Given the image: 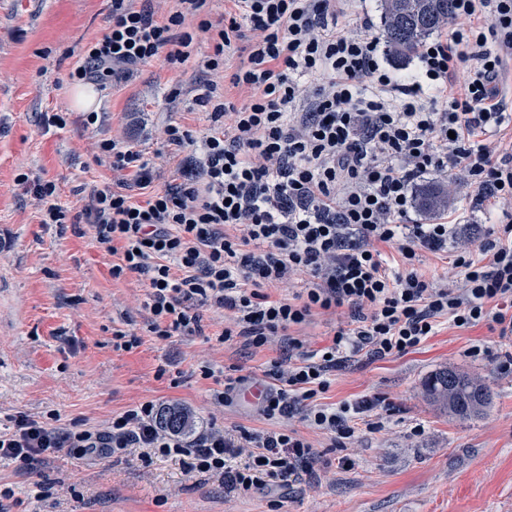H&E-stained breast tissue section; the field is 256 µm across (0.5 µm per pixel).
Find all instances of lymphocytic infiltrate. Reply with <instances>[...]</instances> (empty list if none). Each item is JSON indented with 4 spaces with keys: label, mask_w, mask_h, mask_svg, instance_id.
<instances>
[{
    "label": "lymphocytic infiltrate",
    "mask_w": 512,
    "mask_h": 512,
    "mask_svg": "<svg viewBox=\"0 0 512 512\" xmlns=\"http://www.w3.org/2000/svg\"><path fill=\"white\" fill-rule=\"evenodd\" d=\"M157 20L150 5L112 0L109 26L85 49L72 80L106 85L130 67L158 58L192 60L195 33L212 51L196 60L210 80L194 102L209 112L211 133L196 138L170 123L165 143L182 153L180 183L157 191L151 161L112 138L99 164L112 185L93 188L82 209L96 242L115 255L113 279L144 278L148 332L161 339L200 330L195 304L230 314L219 342L242 339L261 349L278 340L287 359L271 361L264 419L302 415L333 447L383 421L369 399L317 404L331 377L359 353L405 355L434 334L439 320L487 325L512 335V152L502 149L507 121L499 80L512 59V0H453L444 34L424 41L418 71L394 78L382 65L379 37L348 29L354 0H229L212 15L208 0H178ZM239 53L230 101L213 76ZM464 84H456L460 71ZM462 171L479 200L506 207L481 240L457 224H410L415 182L433 172ZM396 252L394 261L383 248ZM451 251L453 280L426 278L422 252ZM303 279L302 291L280 288ZM345 310L329 345L305 354L299 330L315 316ZM146 401L102 430H72L29 415L0 432V459L28 466L61 448L107 456L146 448L181 457L189 471L217 474L242 492L264 477L294 474L316 459L297 430H246L241 443L214 429L194 439L158 427ZM248 452L241 468L229 458Z\"/></svg>",
    "instance_id": "1"
}]
</instances>
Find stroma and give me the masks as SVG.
<instances>
[{
	"label": "stroma",
	"instance_id": "1",
	"mask_svg": "<svg viewBox=\"0 0 512 512\" xmlns=\"http://www.w3.org/2000/svg\"><path fill=\"white\" fill-rule=\"evenodd\" d=\"M111 9V0H0V429L11 430L21 414L50 413L65 428H101L145 401L182 409L195 436L214 426L232 438L268 428L257 405L241 398L215 405L214 383L199 365L210 362L249 387L281 357L279 345L255 351L218 343L224 320L208 305L198 310L201 333L149 336L141 278H112V255L80 215L90 189L112 182L95 160L97 140L124 136L153 160V187L161 190L182 180L162 125L176 121L199 135L210 126L191 98L168 99L171 87L193 84L198 73L157 60L98 91V121L83 124L69 74L106 31ZM56 114L65 127L52 123ZM21 174L56 184L64 223H42L33 192L17 182ZM428 179L452 183L465 224L486 230L490 205L476 200L459 171ZM116 330L138 334V346L113 348ZM510 354L512 337L443 322L403 356H355L319 401L375 400L383 429L356 424L346 447L335 448L293 417L290 427L318 453L313 469L247 494L222 477L188 472L175 456L133 448L88 459L63 448L24 468L0 461V488L14 491L0 512H512V371L499 369ZM443 367L488 386L481 415L460 420L427 401L424 384Z\"/></svg>",
	"mask_w": 512,
	"mask_h": 512
}]
</instances>
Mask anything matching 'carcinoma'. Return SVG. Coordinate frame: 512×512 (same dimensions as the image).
<instances>
[{"mask_svg": "<svg viewBox=\"0 0 512 512\" xmlns=\"http://www.w3.org/2000/svg\"><path fill=\"white\" fill-rule=\"evenodd\" d=\"M452 0H383L386 42L392 56L409 59L417 54L422 42L448 21ZM454 203L445 183H426L417 192V208L432 217ZM427 398L439 408L461 417L479 415L488 404L489 390L447 368L433 373L425 384ZM159 424L167 431L185 434L191 429L187 413L177 407L161 411Z\"/></svg>", "mask_w": 512, "mask_h": 512, "instance_id": "obj_1", "label": "carcinoma"}]
</instances>
